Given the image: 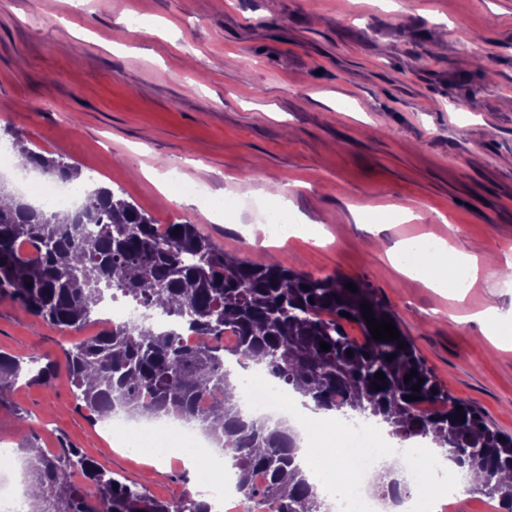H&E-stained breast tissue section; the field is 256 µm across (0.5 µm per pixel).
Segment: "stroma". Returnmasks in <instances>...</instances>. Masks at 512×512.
Wrapping results in <instances>:
<instances>
[{"label": "stroma", "mask_w": 512, "mask_h": 512, "mask_svg": "<svg viewBox=\"0 0 512 512\" xmlns=\"http://www.w3.org/2000/svg\"><path fill=\"white\" fill-rule=\"evenodd\" d=\"M0 0V175L13 138L120 189L158 223H190L226 253L362 283L396 314L449 392L512 434V343L472 318L512 308V282L464 300L399 274L388 251L432 235L512 260V0ZM481 53L462 65L458 26ZM470 98V110L457 100ZM316 224L323 242L269 239L253 209ZM176 200L160 204L161 188ZM400 206L412 220L356 223ZM72 337L0 302V351L58 363ZM44 449L67 443L168 499L186 469L123 452L53 389L0 395V440L19 421ZM351 213L356 223L363 224H375L379 223L380 220L386 221V223H397L407 213L400 209L383 211L378 207L371 205H361L351 207Z\"/></svg>", "instance_id": "obj_1"}]
</instances>
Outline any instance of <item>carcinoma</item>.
I'll use <instances>...</instances> for the list:
<instances>
[{
  "label": "carcinoma",
  "mask_w": 512,
  "mask_h": 512,
  "mask_svg": "<svg viewBox=\"0 0 512 512\" xmlns=\"http://www.w3.org/2000/svg\"><path fill=\"white\" fill-rule=\"evenodd\" d=\"M23 154L22 168L41 176L71 183L81 175L61 158L26 147ZM3 198L11 203H0V300L17 303L38 322L77 329L90 318L107 285L199 336L218 338L226 330L238 336L232 348H189L173 331L127 324L74 343L64 369L76 399L93 419L112 410L130 418L198 422L225 450L236 491L244 499L274 501L279 512H330L295 464L300 445L293 428L247 419L238 408L240 386L229 379L225 355L245 363L259 358L279 387L300 391L317 410L380 416L391 427L389 434L401 441L432 438L459 471L471 476L468 492L512 512V434L452 396L394 313L361 283L351 292L346 288L350 279L339 274L314 276L275 261H231L194 224H170L161 239L151 215L107 187L88 191L75 212L39 210L0 185ZM362 303L370 305L376 320L393 321L399 338H372ZM347 323L359 328L361 341L350 340ZM322 341L330 350H321ZM390 354L394 358L388 361ZM40 361L0 352V395L23 375L29 383L52 389L57 365ZM413 369L417 376L404 381ZM378 371L385 380L375 378ZM213 384L224 387V401L202 415L196 400ZM417 384L420 390H412ZM144 391L152 393L148 403L141 399ZM458 406L462 411H456ZM20 451L29 462L30 484L41 491V512H172L170 502L135 481L110 476L78 448L49 453L25 441ZM74 469L94 494L71 484ZM257 471L266 476L260 486L253 481ZM397 473L388 467L379 474L374 494L380 500L395 503L408 493Z\"/></svg>",
  "instance_id": "carcinoma-1"
}]
</instances>
